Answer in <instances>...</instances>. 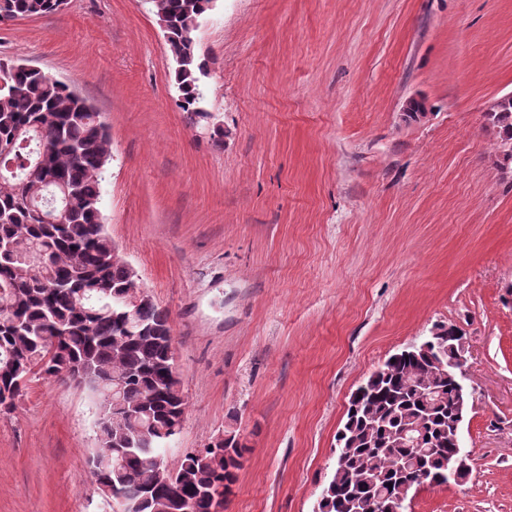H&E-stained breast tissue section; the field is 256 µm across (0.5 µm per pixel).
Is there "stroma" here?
Returning <instances> with one entry per match:
<instances>
[{"label":"stroma","instance_id":"obj_1","mask_svg":"<svg viewBox=\"0 0 512 512\" xmlns=\"http://www.w3.org/2000/svg\"><path fill=\"white\" fill-rule=\"evenodd\" d=\"M183 112L151 0H67L0 27V60L67 82L112 141L106 229L172 319L176 462L249 450L224 512H314L351 392L439 322L465 333L471 472L407 512H512V0H215ZM429 120L407 124L406 100ZM95 397L33 377L0 413V512H110ZM485 118L491 127L496 129L502 145L512 143V99L502 105L501 112H495L494 116Z\"/></svg>","mask_w":512,"mask_h":512}]
</instances>
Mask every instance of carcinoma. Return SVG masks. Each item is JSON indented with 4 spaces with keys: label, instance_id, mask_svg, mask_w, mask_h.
<instances>
[{
    "label": "carcinoma",
    "instance_id": "carcinoma-1",
    "mask_svg": "<svg viewBox=\"0 0 512 512\" xmlns=\"http://www.w3.org/2000/svg\"><path fill=\"white\" fill-rule=\"evenodd\" d=\"M175 63L179 107L198 117L206 61L195 32L215 0H152ZM64 0H0V25L61 11ZM512 143V100L487 118ZM34 139L27 146L26 136ZM0 412L15 407L39 373L87 388L98 401L97 489L125 499L127 512H218L211 492H232L248 446L225 431L185 453L179 433L187 397L174 363L169 312L124 262L102 212L112 142L100 115L68 84L23 64L0 62ZM62 186L76 205L59 224L36 208ZM463 335L436 323L422 343L386 360L351 393L336 434L344 454L322 486L315 512H395L426 475L448 483L464 388L441 366ZM122 415L112 426V413ZM409 432L417 442H405Z\"/></svg>",
    "mask_w": 512,
    "mask_h": 512
}]
</instances>
